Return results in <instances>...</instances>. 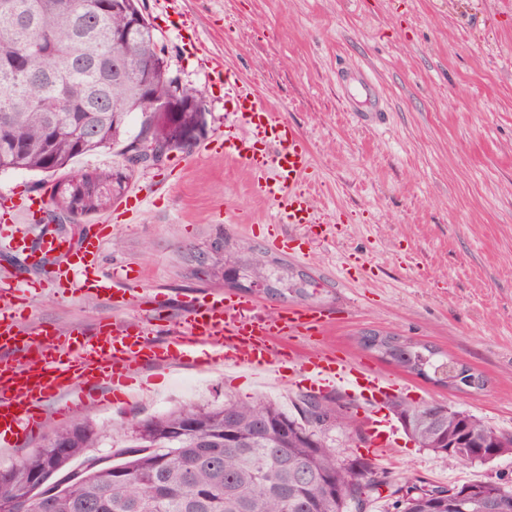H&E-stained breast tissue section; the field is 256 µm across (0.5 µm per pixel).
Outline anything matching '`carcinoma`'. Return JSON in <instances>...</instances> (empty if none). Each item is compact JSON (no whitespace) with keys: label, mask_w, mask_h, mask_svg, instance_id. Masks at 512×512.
<instances>
[{"label":"carcinoma","mask_w":512,"mask_h":512,"mask_svg":"<svg viewBox=\"0 0 512 512\" xmlns=\"http://www.w3.org/2000/svg\"><path fill=\"white\" fill-rule=\"evenodd\" d=\"M144 0H0V172L57 176L45 223L65 224L109 209L137 169L134 143L182 149L196 142L203 99L169 79L156 56ZM172 104L176 112L159 111ZM140 129L129 136L131 115ZM124 145L107 168L67 172L71 162ZM388 361L446 385L467 367L398 336H363ZM394 409L407 434L435 454L474 463L484 450L512 453V434L437 405ZM320 413L311 424L306 415ZM351 416L323 396L302 399L299 416L268 401L224 400L132 421L126 446L93 457L100 432L88 421L54 428L40 448L0 468L4 512H365L385 478L370 464L340 463L328 444ZM316 429V443L307 432ZM81 460L82 468L72 467ZM512 512V487L493 481L452 488ZM452 497H413L402 512H432Z\"/></svg>","instance_id":"cac0c4a2"}]
</instances>
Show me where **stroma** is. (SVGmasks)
Returning a JSON list of instances; mask_svg holds the SVG:
<instances>
[{"label": "stroma", "instance_id": "obj_1", "mask_svg": "<svg viewBox=\"0 0 512 512\" xmlns=\"http://www.w3.org/2000/svg\"><path fill=\"white\" fill-rule=\"evenodd\" d=\"M176 12L145 0L170 73L197 89L204 140L235 124L232 91L207 74L222 59L307 141L318 223L274 224L243 168L223 151H173L142 167L129 186L146 202L136 223L106 240L102 267L119 265L155 297L161 321L177 323L185 301L220 292L267 314L320 307L334 320L304 350L337 351L408 388L406 403H437L512 434V0H180ZM290 238L295 257L273 249ZM234 266H198L216 238ZM262 260L267 285H256ZM26 323L94 326L136 322L138 300L106 301L48 288L23 294ZM366 331L434 346L480 372V390L459 391L365 350ZM133 404L89 401L102 438L94 453L124 446L128 420L187 405L260 397L294 410L302 387L221 367L147 368ZM354 430H332L338 461L361 458L386 473L366 512H396L395 489L512 486V455L480 464L447 460L407 436L391 451L360 442L366 411L348 406Z\"/></svg>", "mask_w": 512, "mask_h": 512}]
</instances>
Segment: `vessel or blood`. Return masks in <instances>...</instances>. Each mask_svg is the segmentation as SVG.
<instances>
[{
	"label": "vessel or blood",
	"instance_id": "1",
	"mask_svg": "<svg viewBox=\"0 0 512 512\" xmlns=\"http://www.w3.org/2000/svg\"><path fill=\"white\" fill-rule=\"evenodd\" d=\"M234 105L246 130L221 134L225 160L247 169L253 194L274 208L273 223H316L304 190L312 169L307 142L253 85H235ZM43 204L40 198L0 197V222L14 228L0 235V251L22 255L34 272L28 279L0 280L1 450L25 446L41 430L45 405H53L57 416H67L88 396L119 395L140 370L184 358L200 369L221 364L268 375L285 388L303 383L320 395L340 389L359 404L400 391L398 382L329 351L301 350L300 341L324 332L332 322L319 309L269 315L254 302L216 292L189 302L170 333L158 330L150 308L130 326L106 319L91 328L23 327L13 312L15 289L29 292L52 284L117 307L127 304L131 291L124 272L101 268L111 219L90 225L76 239L48 224L32 238L16 230L18 219L35 223Z\"/></svg>",
	"mask_w": 512,
	"mask_h": 512
}]
</instances>
